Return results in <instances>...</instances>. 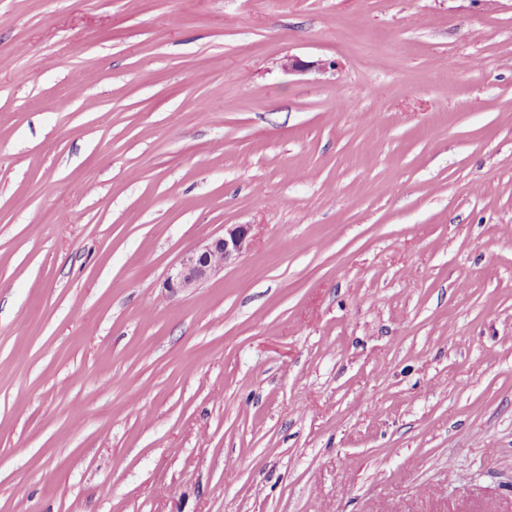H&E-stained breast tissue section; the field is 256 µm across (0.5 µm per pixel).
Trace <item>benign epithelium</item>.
<instances>
[{
	"label": "benign epithelium",
	"mask_w": 512,
	"mask_h": 512,
	"mask_svg": "<svg viewBox=\"0 0 512 512\" xmlns=\"http://www.w3.org/2000/svg\"><path fill=\"white\" fill-rule=\"evenodd\" d=\"M331 63L323 60L304 61L288 55L282 60V68L288 72L309 70L324 71ZM250 225L233 224L221 236L212 237L189 251L180 260L166 280V287L173 293L187 292L198 287L224 266L250 248Z\"/></svg>",
	"instance_id": "7a95c632"
}]
</instances>
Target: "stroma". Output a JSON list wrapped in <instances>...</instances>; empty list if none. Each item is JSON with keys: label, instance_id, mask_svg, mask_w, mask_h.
<instances>
[{"label": "stroma", "instance_id": "obj_1", "mask_svg": "<svg viewBox=\"0 0 512 512\" xmlns=\"http://www.w3.org/2000/svg\"><path fill=\"white\" fill-rule=\"evenodd\" d=\"M0 512H512V0H0ZM248 224H233L222 236L212 237L180 260L166 280L172 293L187 292L197 288L224 266L252 245Z\"/></svg>", "mask_w": 512, "mask_h": 512}]
</instances>
